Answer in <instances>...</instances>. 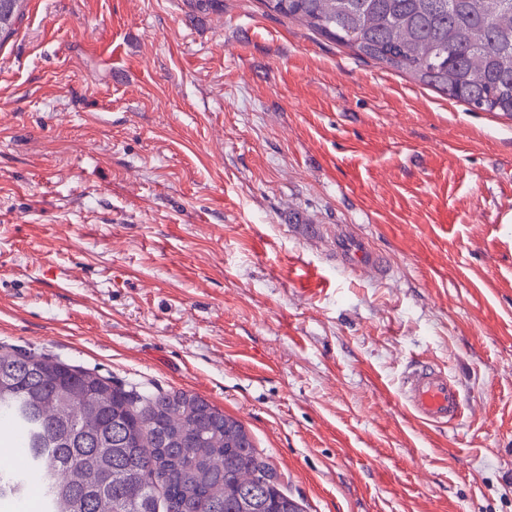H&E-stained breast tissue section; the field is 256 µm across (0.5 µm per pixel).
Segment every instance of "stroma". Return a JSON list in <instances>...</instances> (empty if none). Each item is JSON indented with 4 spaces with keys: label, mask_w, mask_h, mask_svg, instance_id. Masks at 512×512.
Instances as JSON below:
<instances>
[{
    "label": "stroma",
    "mask_w": 512,
    "mask_h": 512,
    "mask_svg": "<svg viewBox=\"0 0 512 512\" xmlns=\"http://www.w3.org/2000/svg\"><path fill=\"white\" fill-rule=\"evenodd\" d=\"M340 224L386 279L337 266ZM0 345L198 395L303 512H512V117L260 0H26ZM420 364L455 427L402 406ZM401 403L423 425L452 427L464 416V398L457 382L444 371L417 367L402 381Z\"/></svg>",
    "instance_id": "obj_1"
}]
</instances>
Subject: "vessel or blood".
I'll return each mask as SVG.
<instances>
[{
	"label": "vessel or blood",
	"mask_w": 512,
	"mask_h": 512,
	"mask_svg": "<svg viewBox=\"0 0 512 512\" xmlns=\"http://www.w3.org/2000/svg\"><path fill=\"white\" fill-rule=\"evenodd\" d=\"M336 262L351 269H372L386 277L388 265L361 238L340 231L336 236ZM402 404L423 425L451 427L464 416V398L457 382L444 371L418 367L409 372L400 390Z\"/></svg>",
	"instance_id": "obj_1"
}]
</instances>
